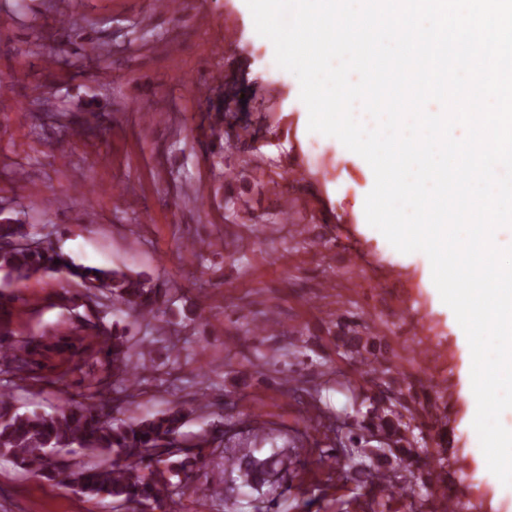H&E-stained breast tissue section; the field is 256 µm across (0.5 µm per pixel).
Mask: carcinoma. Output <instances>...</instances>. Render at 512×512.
Returning a JSON list of instances; mask_svg holds the SVG:
<instances>
[{"label": "carcinoma", "mask_w": 512, "mask_h": 512, "mask_svg": "<svg viewBox=\"0 0 512 512\" xmlns=\"http://www.w3.org/2000/svg\"><path fill=\"white\" fill-rule=\"evenodd\" d=\"M28 236L24 225L13 223L11 218L0 220V269L18 278L52 272L83 283L99 284V293L83 303L87 313L81 319L95 331L104 366L101 374L89 384L94 403L75 401L51 414L21 413L12 403V388L18 387L20 381H42V377L34 375L35 369L29 360L34 340H18L4 346L2 342L13 332L0 325V373L14 377L10 381L12 387L0 384V455L12 458L25 472L61 486L63 482L57 478L51 455L55 451L70 452L79 448L103 457V461L79 466L64 463L71 470L68 486L76 493L88 501L111 497L124 505L127 512H136L145 504L160 509L167 500L180 494V484L172 482L166 472L151 469V462L180 456V469L187 472L199 463L202 449L209 447L216 437L212 433L195 443L183 441L181 428L190 411L179 403L156 416L130 423H117L104 412L112 379L121 380L129 391L137 385L132 376L139 372V367L127 340L111 331L104 322L101 297L112 298V306L134 313L137 319L158 320L163 314L168 289L122 270H96L77 265L50 245L37 250L13 245L14 241ZM343 345L352 359L362 364L370 361L363 355L367 344L360 337H347ZM370 374L377 391L375 405L368 422L350 426L348 442L350 453L362 460L361 471L367 472L369 485L382 492L403 482L405 474L413 475L420 470L426 449L413 448L418 436L411 428L414 417H405L410 408L401 403L403 389L386 371L374 369ZM376 432L389 436L388 452L399 458V468L391 474L372 472L364 463L377 453V449L369 447L370 440L366 438ZM289 465L288 456L279 453L265 458L243 455L227 459L230 475L250 489L272 484L274 478L288 471ZM424 509L448 512V507L437 506L428 492L417 495V500L410 505V512Z\"/></svg>", "instance_id": "carcinoma-1"}]
</instances>
